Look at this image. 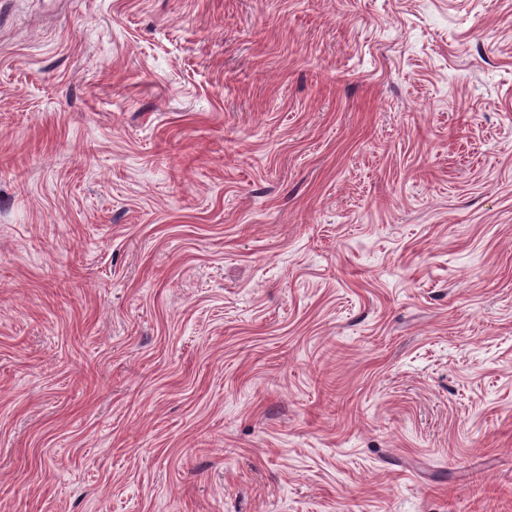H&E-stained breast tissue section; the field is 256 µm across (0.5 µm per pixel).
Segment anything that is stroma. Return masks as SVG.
I'll use <instances>...</instances> for the list:
<instances>
[{"label":"stroma","mask_w":512,"mask_h":512,"mask_svg":"<svg viewBox=\"0 0 512 512\" xmlns=\"http://www.w3.org/2000/svg\"><path fill=\"white\" fill-rule=\"evenodd\" d=\"M0 512H512V0H0Z\"/></svg>","instance_id":"obj_1"}]
</instances>
